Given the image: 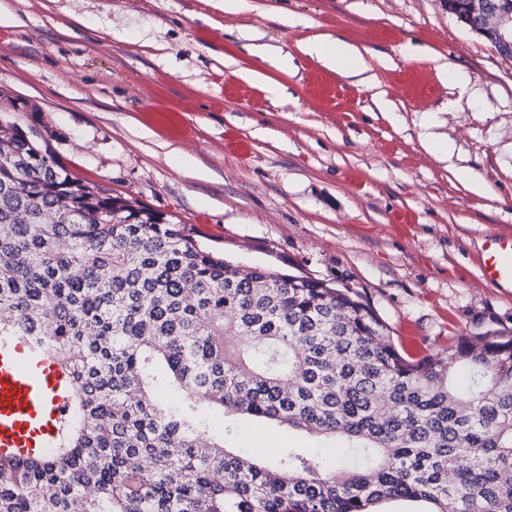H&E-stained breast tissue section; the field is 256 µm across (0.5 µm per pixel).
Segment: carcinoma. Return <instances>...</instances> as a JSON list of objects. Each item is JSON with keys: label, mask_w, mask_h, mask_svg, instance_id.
Masks as SVG:
<instances>
[{"label": "carcinoma", "mask_w": 512, "mask_h": 512, "mask_svg": "<svg viewBox=\"0 0 512 512\" xmlns=\"http://www.w3.org/2000/svg\"><path fill=\"white\" fill-rule=\"evenodd\" d=\"M0 155V340L72 378L57 448L0 458V512H512V336L406 358L353 289L232 265L15 122ZM247 420L315 447L244 452Z\"/></svg>", "instance_id": "cac0c4a2"}]
</instances>
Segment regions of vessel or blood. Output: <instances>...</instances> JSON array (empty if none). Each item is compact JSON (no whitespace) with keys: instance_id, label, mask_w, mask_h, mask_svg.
I'll return each instance as SVG.
<instances>
[{"instance_id":"vessel-or-blood-1","label":"vessel or blood","mask_w":512,"mask_h":512,"mask_svg":"<svg viewBox=\"0 0 512 512\" xmlns=\"http://www.w3.org/2000/svg\"><path fill=\"white\" fill-rule=\"evenodd\" d=\"M484 279L512 288V235L493 234L483 244ZM71 375L52 355L28 344L0 342V454L33 457L54 447L71 407Z\"/></svg>"}]
</instances>
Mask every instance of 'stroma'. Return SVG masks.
Masks as SVG:
<instances>
[{
	"label": "stroma",
	"mask_w": 512,
	"mask_h": 512,
	"mask_svg": "<svg viewBox=\"0 0 512 512\" xmlns=\"http://www.w3.org/2000/svg\"><path fill=\"white\" fill-rule=\"evenodd\" d=\"M249 2L0 0L7 118L226 261L356 289L403 355L512 332V290L479 270L485 236L512 233V59L448 0ZM318 35L369 71L323 67L302 49ZM238 445L310 441L257 423Z\"/></svg>",
	"instance_id": "obj_1"
}]
</instances>
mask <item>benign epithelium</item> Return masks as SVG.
<instances>
[{
  "instance_id": "1",
  "label": "benign epithelium",
  "mask_w": 512,
  "mask_h": 512,
  "mask_svg": "<svg viewBox=\"0 0 512 512\" xmlns=\"http://www.w3.org/2000/svg\"><path fill=\"white\" fill-rule=\"evenodd\" d=\"M448 12L485 37L502 56H512V0H448Z\"/></svg>"
}]
</instances>
